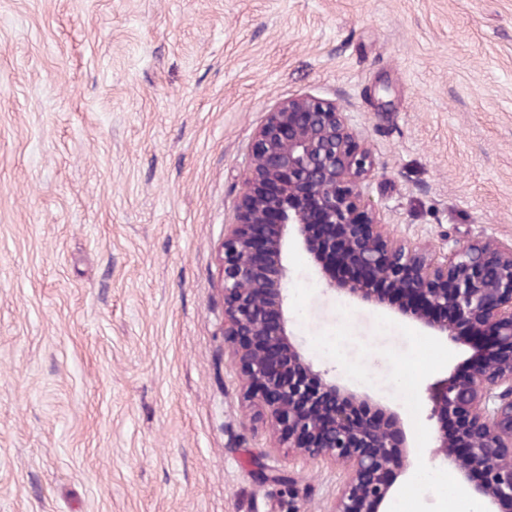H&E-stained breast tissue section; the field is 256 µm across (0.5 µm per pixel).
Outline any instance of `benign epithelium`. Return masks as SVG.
I'll return each instance as SVG.
<instances>
[{"label":"benign epithelium","instance_id":"obj_1","mask_svg":"<svg viewBox=\"0 0 512 512\" xmlns=\"http://www.w3.org/2000/svg\"><path fill=\"white\" fill-rule=\"evenodd\" d=\"M365 156L347 113L313 95L268 113L224 225V345L278 444L347 472L331 512H384L409 465L399 416L317 371L291 338L288 241L327 289L473 348L428 388L433 447L484 512H512V243L478 237L428 253L390 236L366 204ZM351 277H336V264Z\"/></svg>","mask_w":512,"mask_h":512}]
</instances>
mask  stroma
Listing matches in <instances>:
<instances>
[{"mask_svg":"<svg viewBox=\"0 0 512 512\" xmlns=\"http://www.w3.org/2000/svg\"><path fill=\"white\" fill-rule=\"evenodd\" d=\"M304 94L394 236L512 241V0H0V512H329L344 473L276 447L220 334L250 145ZM286 262L314 369L440 469L426 388L470 349ZM387 508L463 512L412 473Z\"/></svg>","mask_w":512,"mask_h":512,"instance_id":"1","label":"stroma"}]
</instances>
